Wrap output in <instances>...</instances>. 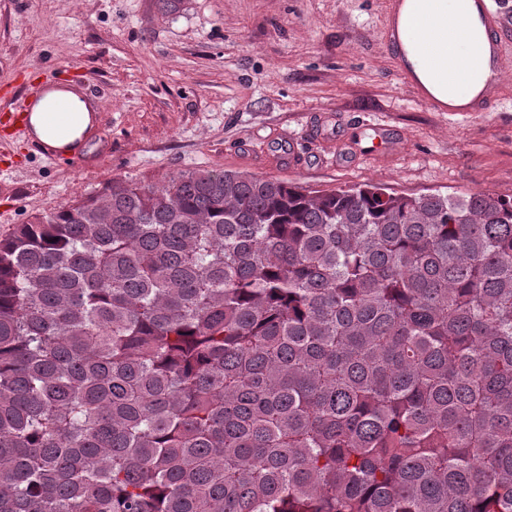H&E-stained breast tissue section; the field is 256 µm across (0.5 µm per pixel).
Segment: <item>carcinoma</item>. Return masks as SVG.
<instances>
[{
  "mask_svg": "<svg viewBox=\"0 0 512 512\" xmlns=\"http://www.w3.org/2000/svg\"><path fill=\"white\" fill-rule=\"evenodd\" d=\"M0 512H512V197L188 169L17 225Z\"/></svg>",
  "mask_w": 512,
  "mask_h": 512,
  "instance_id": "1",
  "label": "carcinoma"
}]
</instances>
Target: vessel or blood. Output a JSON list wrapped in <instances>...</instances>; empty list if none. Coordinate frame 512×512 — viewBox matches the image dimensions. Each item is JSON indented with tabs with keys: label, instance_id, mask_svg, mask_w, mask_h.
Segmentation results:
<instances>
[{
	"label": "vessel or blood",
	"instance_id": "1",
	"mask_svg": "<svg viewBox=\"0 0 512 512\" xmlns=\"http://www.w3.org/2000/svg\"><path fill=\"white\" fill-rule=\"evenodd\" d=\"M404 0H385L386 18L383 27L384 43L388 48L399 45L398 18ZM475 14L483 26L489 43V55L483 62L485 79L477 94H470L467 85H460L459 104L445 103L435 99L418 83L405 66L397 71L415 98L435 112H488L494 109L505 96L503 73L508 60L506 49L512 46V13L498 6L496 0H474ZM68 86L93 88V78L79 66L55 73L37 66L32 68L21 82L0 86V168L10 169L14 160L9 148L22 143L31 151L49 161L59 160V152L48 144L31 138L32 108L48 92ZM71 105L62 99L55 100L47 108L48 124L66 133L73 124Z\"/></svg>",
	"mask_w": 512,
	"mask_h": 512
}]
</instances>
